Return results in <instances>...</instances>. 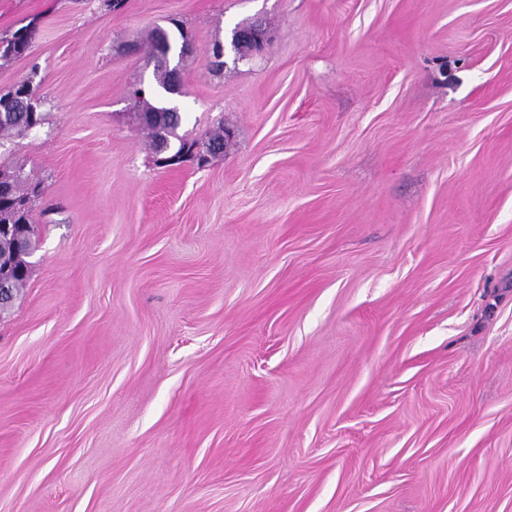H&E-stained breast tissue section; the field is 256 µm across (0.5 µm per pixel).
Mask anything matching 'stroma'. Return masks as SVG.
<instances>
[{
	"instance_id": "stroma-1",
	"label": "stroma",
	"mask_w": 512,
	"mask_h": 512,
	"mask_svg": "<svg viewBox=\"0 0 512 512\" xmlns=\"http://www.w3.org/2000/svg\"><path fill=\"white\" fill-rule=\"evenodd\" d=\"M174 19L204 168L130 101ZM30 22L0 512H512V0H0ZM171 23L174 25L178 37L169 30L162 28L153 29L148 36V57L156 60L158 68H161L167 60V47H170L172 51L177 48L180 41L179 57L182 58L185 49L192 44V38L183 24L175 19L171 20ZM161 113H163L165 117L164 123L167 136H171L172 139L177 141H173L174 150L170 152L171 154L169 156L164 158L172 157L177 152H179L175 157L176 159L172 158L163 162L165 165H175L187 160H192L196 161L197 165L202 167L204 164H208L211 158L224 152V139H229L230 137L229 134L224 131V127L220 128L218 131L210 134L209 136L201 138H186L184 136L179 137L175 131L181 120L180 112ZM198 144H202L208 148V158H206L204 162L198 160L197 155L195 154L194 148Z\"/></svg>"
}]
</instances>
